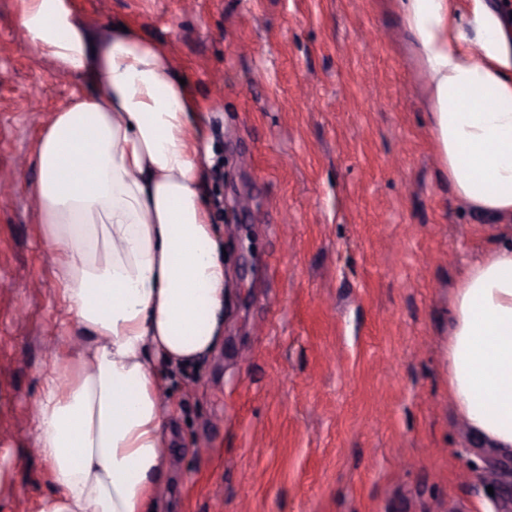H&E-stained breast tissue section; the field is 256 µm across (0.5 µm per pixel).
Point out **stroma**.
I'll return each mask as SVG.
<instances>
[{"instance_id":"35a3bbf8","label":"stroma","mask_w":512,"mask_h":512,"mask_svg":"<svg viewBox=\"0 0 512 512\" xmlns=\"http://www.w3.org/2000/svg\"><path fill=\"white\" fill-rule=\"evenodd\" d=\"M168 42L206 110L224 343L159 364L171 475L159 512H512V457L448 402L459 267L493 245L430 133L391 0H73ZM0 0V512L52 492L32 407L74 333L35 221L38 132L80 93Z\"/></svg>"}]
</instances>
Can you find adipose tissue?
Masks as SVG:
<instances>
[{
  "label": "adipose tissue",
  "instance_id": "1",
  "mask_svg": "<svg viewBox=\"0 0 512 512\" xmlns=\"http://www.w3.org/2000/svg\"><path fill=\"white\" fill-rule=\"evenodd\" d=\"M25 43L87 93L38 140L35 209L77 339L55 349L32 441L40 512H154L170 475L157 362L224 340V244L204 199L206 116L170 47L91 26L71 0H18ZM431 90L457 199L512 220V16L498 0H397ZM448 401L480 447L512 456V237L464 266L451 300Z\"/></svg>",
  "mask_w": 512,
  "mask_h": 512
}]
</instances>
